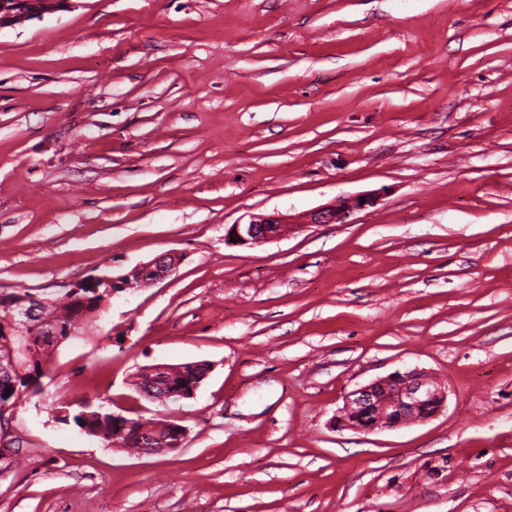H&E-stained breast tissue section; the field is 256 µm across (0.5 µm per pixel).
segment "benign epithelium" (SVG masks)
<instances>
[{
    "mask_svg": "<svg viewBox=\"0 0 512 512\" xmlns=\"http://www.w3.org/2000/svg\"><path fill=\"white\" fill-rule=\"evenodd\" d=\"M40 16L45 13L41 8V0H0V26L13 23L17 14ZM378 195L362 194L353 197H338L331 205L324 206L305 214V224H348L350 217L377 203ZM294 225L276 215H251L246 222L230 225L224 234V243L236 239L234 245L254 247L272 242L288 235ZM179 258L174 254L158 256L148 262L140 263L124 274L111 276L107 274L93 275L69 285L70 291L91 282L104 286L101 295L108 300L113 296L137 286L146 287L176 274ZM50 299L30 295L21 301L20 315L25 323H37L45 330V335L53 336L55 331L48 326L47 320L41 318ZM195 369V377L188 387L167 390V382L174 380V375L184 371V367L175 370L169 367L152 365L145 369L149 374H161L162 393L152 394L151 401H179L194 396L206 375L202 366L191 365ZM17 371L15 349L6 343L0 349V390H10L11 381L6 376ZM447 402V393L424 371L418 369L397 370L385 377L378 378L362 385L344 397L343 406L338 409L333 426L337 430H353L371 433L376 430L392 429L416 422H425L441 413ZM14 413V408L0 406V472L12 466L17 455L16 437L12 429L5 424L6 416ZM141 431L148 432L157 427L170 430L176 436L173 447L182 446L186 437V429L173 420L136 419Z\"/></svg>",
    "mask_w": 512,
    "mask_h": 512,
    "instance_id": "obj_1",
    "label": "benign epithelium"
}]
</instances>
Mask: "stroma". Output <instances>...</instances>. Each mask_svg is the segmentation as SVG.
I'll return each mask as SVG.
<instances>
[{"label": "stroma", "instance_id": "35a3bbf8", "mask_svg": "<svg viewBox=\"0 0 512 512\" xmlns=\"http://www.w3.org/2000/svg\"><path fill=\"white\" fill-rule=\"evenodd\" d=\"M512 0H63L0 27V291L172 253L20 406L0 512H512ZM380 192L248 248L224 228ZM206 365L152 402L145 365ZM420 369L446 409L337 430ZM172 419L137 455L54 421ZM378 195L362 194L353 197H338L331 205L324 206L305 214L304 224H348L349 218L356 212L373 207L377 203ZM361 200H365L361 204ZM169 367H172V366L163 367V366L152 365V366L146 367L145 372H147L149 374L164 373L161 376V380L164 382L163 384H161V387L163 390L162 393L156 394L154 392H151V395H152L151 397L142 393L140 387L143 389V391L150 393L149 387H154V383L158 382L159 380L156 378L150 379L148 377H145L143 374H139V373L137 374V377L143 378V380L139 381V382L135 381V385L137 384L138 386H140L139 387L140 392L147 399H149L151 401H160V402H166L168 400L169 401H179V400H183V399H190L194 396L196 390L198 389L200 383L203 381V379L205 378V375L207 373L206 369L204 367H202L201 365L191 364L192 369H194V368H198V369L195 371V377H193L192 382L188 384V387L187 388L179 387L177 389H173L172 391H168L167 390L168 385L166 383L174 380L175 377L173 376V374L174 375L177 374L178 371L184 372V369L187 372L189 378L193 374L192 370H190V368H189V365H185L184 366L185 368L181 366L176 369L169 368Z\"/></svg>", "mask_w": 512, "mask_h": 512}]
</instances>
